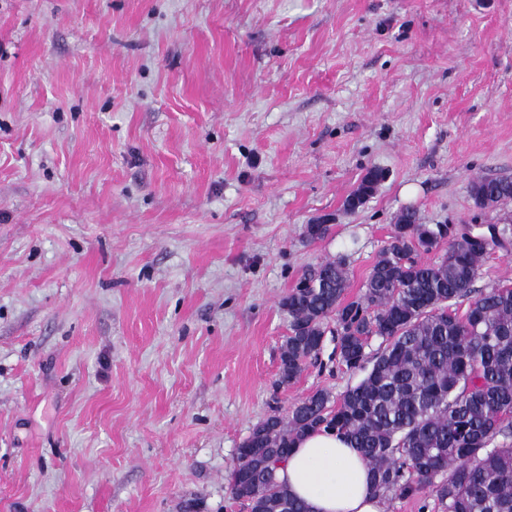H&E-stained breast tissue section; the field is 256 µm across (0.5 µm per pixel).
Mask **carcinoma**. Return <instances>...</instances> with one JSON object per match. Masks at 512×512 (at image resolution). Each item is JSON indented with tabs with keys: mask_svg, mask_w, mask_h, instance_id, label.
<instances>
[{
	"mask_svg": "<svg viewBox=\"0 0 512 512\" xmlns=\"http://www.w3.org/2000/svg\"><path fill=\"white\" fill-rule=\"evenodd\" d=\"M380 177L368 172L345 206L362 204ZM472 196L480 209L507 203L512 179H480ZM497 245L492 233L475 248L404 210L359 298L344 301L342 259L305 272L282 301L290 330L282 381L318 358L331 316L336 356L362 378L334 401L318 390L288 416L255 425L238 449L231 494L250 512H308L276 471L301 437L324 429L361 452L384 499L431 489L444 512H512V286L475 287L481 259ZM431 252L437 261L420 259ZM371 336L382 347L369 356Z\"/></svg>",
	"mask_w": 512,
	"mask_h": 512,
	"instance_id": "obj_1",
	"label": "carcinoma"
}]
</instances>
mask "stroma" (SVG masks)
<instances>
[{"label": "stroma", "instance_id": "35a3bbf8", "mask_svg": "<svg viewBox=\"0 0 512 512\" xmlns=\"http://www.w3.org/2000/svg\"><path fill=\"white\" fill-rule=\"evenodd\" d=\"M501 176L512 0H0V512H250L252 428L360 379L281 382L284 297L406 209L512 225ZM472 196L480 209H486L512 200V179H480L472 185Z\"/></svg>", "mask_w": 512, "mask_h": 512}]
</instances>
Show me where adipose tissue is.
Segmentation results:
<instances>
[{"label": "adipose tissue", "instance_id": "ef3b65f1", "mask_svg": "<svg viewBox=\"0 0 512 512\" xmlns=\"http://www.w3.org/2000/svg\"><path fill=\"white\" fill-rule=\"evenodd\" d=\"M309 512H384L373 490L367 462L357 449L330 431L302 437L277 470Z\"/></svg>", "mask_w": 512, "mask_h": 512}]
</instances>
